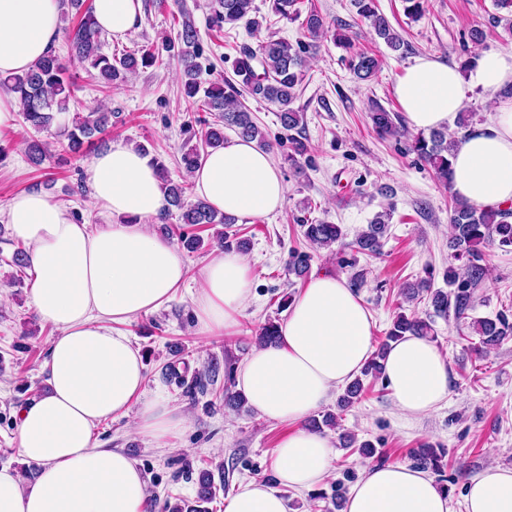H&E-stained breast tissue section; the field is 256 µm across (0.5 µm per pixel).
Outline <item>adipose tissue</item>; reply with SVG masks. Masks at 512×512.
I'll list each match as a JSON object with an SVG mask.
<instances>
[{
	"label": "adipose tissue",
	"instance_id": "ef3b65f1",
	"mask_svg": "<svg viewBox=\"0 0 512 512\" xmlns=\"http://www.w3.org/2000/svg\"><path fill=\"white\" fill-rule=\"evenodd\" d=\"M60 0H0V75L21 74L58 39ZM142 0H95L103 32L124 41L140 27ZM496 96L495 118L460 136L451 159L452 191L483 206L512 205V46L480 53L471 80L437 57H419L396 82L408 123L451 126L472 85ZM90 199L113 224L97 232L78 223L46 193L14 195L0 219L28 248L31 307L56 328L44 366L47 388L16 415L17 452L35 469L31 486L0 467V512H154L148 478L121 448H99L96 425L136 413V430L163 443L187 421L180 407L145 399L146 368L120 324L156 312L186 278V264L148 222L165 208L147 156L115 144L93 157ZM198 194L216 211L239 217L274 212L285 200L283 176L264 149L234 139L192 170ZM252 289L250 266L217 252L193 295L198 333L231 334ZM374 321L344 279L320 274L293 298L277 343L255 347L238 369L237 387L260 417L292 425L275 450L276 486L240 483L224 512H287L278 486L309 491L332 471L334 450L306 418L337 387L359 375L373 349ZM385 375L396 408L420 419L450 390L448 359L429 338L393 343ZM466 512H512V469L491 467L470 478ZM344 512H450L448 496L410 465L366 467Z\"/></svg>",
	"mask_w": 512,
	"mask_h": 512
}]
</instances>
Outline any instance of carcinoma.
Wrapping results in <instances>:
<instances>
[{
    "label": "carcinoma",
    "instance_id": "cac0c4a2",
    "mask_svg": "<svg viewBox=\"0 0 512 512\" xmlns=\"http://www.w3.org/2000/svg\"><path fill=\"white\" fill-rule=\"evenodd\" d=\"M84 2L85 0L68 2L69 6L77 10L84 9L77 27L68 35L71 57L96 70L107 87L119 88L139 69L160 63V50L163 49L178 58L182 65L186 98L194 104L202 103L206 112L217 113L216 123L206 119L200 121L203 125L201 146H191L182 153L184 171L194 169L208 149L224 145L226 126L234 129L240 137L255 141L266 150L272 148L250 110L240 101L244 92L278 108L277 117L281 127L290 132L288 140L292 144L293 154L288 156V160L292 164H297V157L307 153V146L293 135V132L304 125V113L292 107L297 97V89L304 78L305 45L300 44L295 48L287 41L275 39L270 34L255 47H240L233 64L235 80L206 84L201 80L202 71L197 62L200 55L199 34L189 20L182 21L176 40H165L160 50L143 46L134 52L108 56L102 52V32L95 20V6L85 8ZM299 4L301 0H272L271 10L275 15L290 21L303 19L304 29L316 40L327 32H332L334 43L347 53L349 70L362 81L375 77L380 70V60L375 54L356 51L353 36L340 29L329 30V24L317 10L311 9L306 16H301ZM355 5L358 15L375 38L383 41L394 52L407 51L408 44L393 29L386 16L378 12L374 0H356ZM493 5L500 11V14L493 16V22L503 25L512 35V0H493ZM242 20L256 32L270 25L267 17L258 14L254 0H212L209 17L211 30L221 32L224 26L234 25ZM0 89L17 99L24 121L36 130L49 129L55 123L57 115L69 111L72 93L67 65L53 49L27 72L0 77ZM370 119L374 130L382 136L405 134L399 115L378 104L373 106ZM110 127L112 113L97 107L85 115L74 113L71 121L61 125L60 136L66 140L65 150L74 156H80L96 135L107 132ZM455 141L456 138L448 134L446 129L431 130L427 134L420 132L411 140L409 150L430 166L444 185L448 186L452 175L449 156L455 147ZM27 155L30 163L39 167L49 155V150L44 144L33 140L27 144ZM152 163L162 180L161 189L168 203V207L159 217L160 223H167L175 210L178 211V221L181 224H222L228 228L237 223L236 217L213 210L204 200H187L186 185L164 175L165 166L160 158L152 157ZM390 219L389 210L376 214L367 229L349 243L343 242L342 229L338 224H330L324 220L309 223L303 219L300 223L304 228L305 238L313 248H328L339 243L352 251L378 255ZM449 224V248L459 265H449L443 275L448 289L431 288L429 279L406 286V301L411 303L419 298L426 300L425 316L421 317L416 312L409 315L404 312L396 314L378 351L368 360L360 375L346 385L343 394L338 398L339 408L345 409L361 397L366 380H376L384 376L383 361L391 342L408 334L426 337L435 335L433 324L437 318H468L467 311L473 309L476 290L481 287L485 277L482 248L494 243L501 247L512 246V208H485L474 201L455 196L452 199ZM311 260L312 255L308 252H292L288 272L297 277L305 276ZM470 325L479 336L477 351L482 354L512 336V311L501 310L492 318H478L470 322ZM278 337V323L269 320L256 332V343L260 346L267 345L275 342ZM414 458L424 468L440 470V455L434 448H418L414 450ZM198 484L199 505L183 510L176 504V512H206L201 504L208 503L215 497L211 474L206 470L201 471Z\"/></svg>",
    "mask_w": 512,
    "mask_h": 512
}]
</instances>
